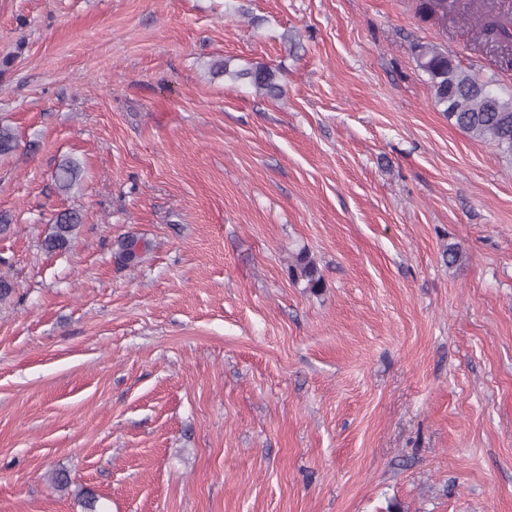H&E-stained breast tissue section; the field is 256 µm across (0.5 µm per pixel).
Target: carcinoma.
<instances>
[{
  "mask_svg": "<svg viewBox=\"0 0 512 512\" xmlns=\"http://www.w3.org/2000/svg\"><path fill=\"white\" fill-rule=\"evenodd\" d=\"M482 32L491 34L503 42L512 41V21L498 16L482 22ZM419 68L425 72L432 84L437 103L443 107L448 121L471 138L497 148L501 153L512 156V96L493 92L495 103L489 104L485 95L477 88L475 77L449 58L435 45L420 46L417 49ZM213 72L223 74L233 81H242L255 92L276 96L281 93L277 73L265 65L235 69L224 60L212 66ZM16 149V137L12 129L0 125V156ZM79 164L65 160L58 165L54 181L57 190L68 193L77 184ZM83 216L77 209L58 214L52 232L45 239V246L51 251L68 248L77 235ZM292 275L306 281L307 287L316 290L323 285V277L316 263L305 251L294 256Z\"/></svg>",
  "mask_w": 512,
  "mask_h": 512,
  "instance_id": "1",
  "label": "carcinoma"
}]
</instances>
